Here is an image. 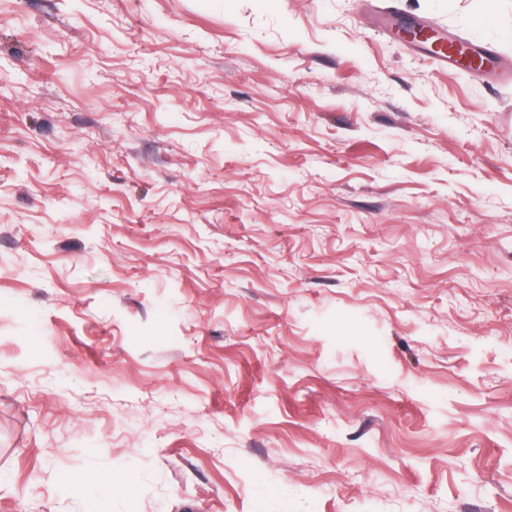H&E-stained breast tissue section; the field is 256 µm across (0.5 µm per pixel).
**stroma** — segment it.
I'll list each match as a JSON object with an SVG mask.
<instances>
[{"label": "stroma", "mask_w": 512, "mask_h": 512, "mask_svg": "<svg viewBox=\"0 0 512 512\" xmlns=\"http://www.w3.org/2000/svg\"><path fill=\"white\" fill-rule=\"evenodd\" d=\"M390 7L512 64V0H0V512H512V83ZM420 27L428 29L433 34L432 41H413V45L423 47L440 66H460L462 58L451 50H447L448 44L464 46L467 54L479 62L476 72L484 74L495 63V53L488 47H474L456 36H445L431 21L420 23ZM443 45L444 49H439Z\"/></svg>", "instance_id": "1"}]
</instances>
